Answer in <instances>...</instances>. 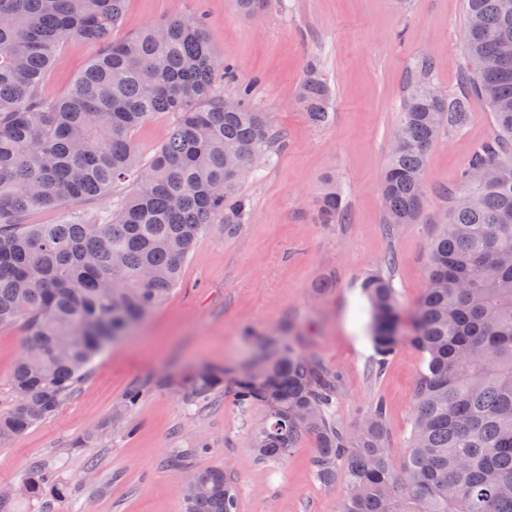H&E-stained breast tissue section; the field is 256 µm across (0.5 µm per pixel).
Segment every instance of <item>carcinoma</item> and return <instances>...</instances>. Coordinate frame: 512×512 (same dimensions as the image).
<instances>
[{
	"instance_id": "carcinoma-1",
	"label": "carcinoma",
	"mask_w": 512,
	"mask_h": 512,
	"mask_svg": "<svg viewBox=\"0 0 512 512\" xmlns=\"http://www.w3.org/2000/svg\"><path fill=\"white\" fill-rule=\"evenodd\" d=\"M127 0H0V326H26L11 373L13 402L0 414V443L52 417L89 375L100 336H119L162 305L182 264L212 224L234 234L250 208L240 193L257 158L270 162L282 137L268 115L246 103L224 108L217 82L233 75L211 47L200 17L149 24L110 39ZM464 55L456 90L430 96L436 65L418 57L401 105L399 131L380 191L389 232L424 208L429 152L462 126L472 99L492 118L489 138L471 153L426 255L427 282L410 334L390 279L361 282L372 310L379 366L404 343L428 358L400 470L389 453L386 407L376 403L354 430L336 422V379L286 341L272 344L259 373H242L236 401L264 405L267 422L251 446L262 462L285 459L309 436L314 468L327 484L343 476L339 512H512V0H463ZM245 17L271 0H236ZM100 46L63 97L40 88L65 39ZM475 58L486 62L472 68ZM332 89L307 65L297 102L310 123L329 122ZM175 115L167 141L140 160L134 132L153 116ZM133 183L115 208L94 219L30 224L38 208L90 199L118 181ZM336 185L319 207L323 224L343 220ZM219 378L198 372L187 393L209 401ZM186 512H238L234 482L219 468L194 470ZM24 491L62 498L68 489L43 463Z\"/></svg>"
}]
</instances>
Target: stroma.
Here are the masks:
<instances>
[{"mask_svg":"<svg viewBox=\"0 0 512 512\" xmlns=\"http://www.w3.org/2000/svg\"><path fill=\"white\" fill-rule=\"evenodd\" d=\"M201 12L212 47L234 69L219 91L233 97L249 90V105L269 113L283 146L271 166L241 186L250 222L233 235L219 224L200 234L169 298L94 360L55 416L0 446V491L14 493L11 512H184L182 474L168 459L202 439L210 450L191 456V465L226 470L239 512H339L346 487L316 478L313 438H303L285 460H256L250 431L265 421L266 409L241 410L234 397L235 380L255 350L242 334L246 326L290 339L338 374L334 410L343 427L353 428L384 402L391 458L397 465L403 460L423 356L406 343L379 364L359 283L365 272L384 270L405 316H412L425 285L427 246L446 209L442 190L458 182L472 149L491 132L485 102L474 99L467 122L430 151L427 205L413 223L388 233L380 184L406 79L415 59L427 55L437 63L439 86L456 89L462 0H278L256 21L241 18L232 0H127L124 23L111 37L121 41L145 25ZM98 50L68 39L43 94L64 96ZM312 60L333 92V120L320 128L296 104ZM329 181L346 205L339 224L317 221ZM130 189L121 183L64 208L37 209L29 221L103 214ZM25 336L23 323L0 327V412L11 402L10 374ZM202 366L223 371L224 381L208 403L190 407L184 378ZM137 386L148 394L127 407L124 428L96 447H79L88 433L109 426ZM49 457L75 492L48 500L19 494L33 467Z\"/></svg>","mask_w":512,"mask_h":512,"instance_id":"obj_1","label":"stroma"}]
</instances>
